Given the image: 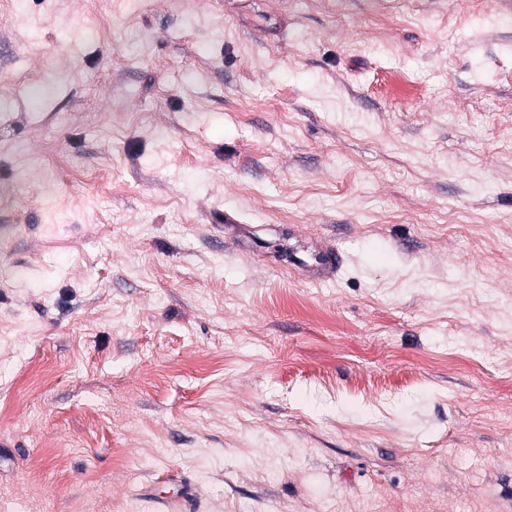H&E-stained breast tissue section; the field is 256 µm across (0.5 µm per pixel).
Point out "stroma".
<instances>
[{"label": "stroma", "mask_w": 512, "mask_h": 512, "mask_svg": "<svg viewBox=\"0 0 512 512\" xmlns=\"http://www.w3.org/2000/svg\"><path fill=\"white\" fill-rule=\"evenodd\" d=\"M176 494L512 512V5L0 0V503ZM342 263L343 258L337 247H320L310 252L308 260L298 258L294 265L308 271L311 280L324 281L335 273L337 275Z\"/></svg>", "instance_id": "1"}]
</instances>
